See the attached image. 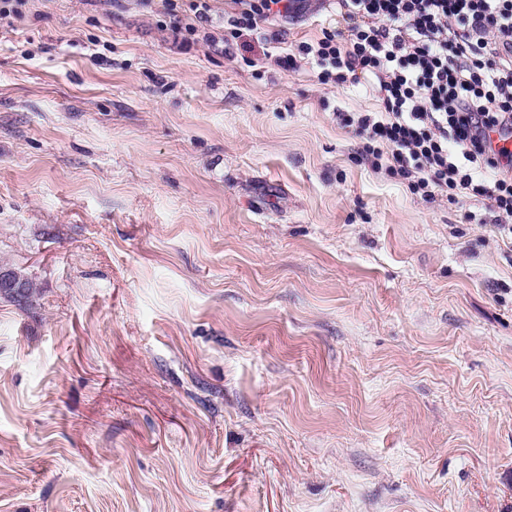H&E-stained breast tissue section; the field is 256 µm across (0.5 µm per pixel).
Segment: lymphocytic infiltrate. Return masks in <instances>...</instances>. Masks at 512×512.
<instances>
[{
    "label": "lymphocytic infiltrate",
    "instance_id": "1",
    "mask_svg": "<svg viewBox=\"0 0 512 512\" xmlns=\"http://www.w3.org/2000/svg\"><path fill=\"white\" fill-rule=\"evenodd\" d=\"M224 39H248L302 0H232ZM343 24L283 57L320 84L373 81L382 109L340 112L360 162L423 201H482L512 234V0H336Z\"/></svg>",
    "mask_w": 512,
    "mask_h": 512
}]
</instances>
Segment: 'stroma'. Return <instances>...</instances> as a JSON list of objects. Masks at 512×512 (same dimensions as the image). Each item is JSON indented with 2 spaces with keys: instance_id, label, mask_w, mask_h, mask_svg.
<instances>
[{
  "instance_id": "35a3bbf8",
  "label": "stroma",
  "mask_w": 512,
  "mask_h": 512,
  "mask_svg": "<svg viewBox=\"0 0 512 512\" xmlns=\"http://www.w3.org/2000/svg\"><path fill=\"white\" fill-rule=\"evenodd\" d=\"M211 6L0 16V512H512V239L278 66L328 0ZM302 1L307 0H231L235 8L227 14L224 42L242 39L245 46L260 25L297 13Z\"/></svg>"
}]
</instances>
